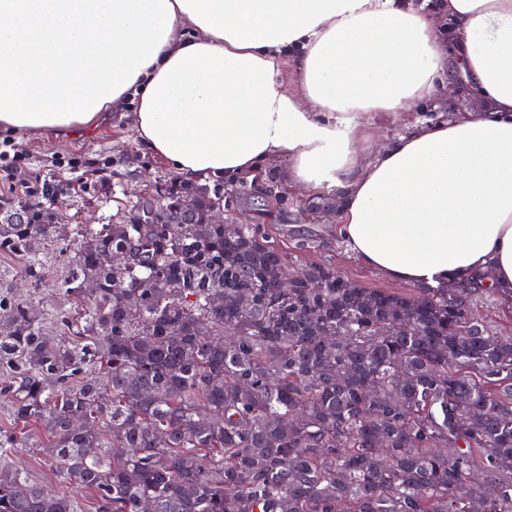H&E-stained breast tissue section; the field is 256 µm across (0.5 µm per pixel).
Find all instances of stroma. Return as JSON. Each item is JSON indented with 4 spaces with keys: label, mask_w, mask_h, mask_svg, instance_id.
<instances>
[{
    "label": "stroma",
    "mask_w": 512,
    "mask_h": 512,
    "mask_svg": "<svg viewBox=\"0 0 512 512\" xmlns=\"http://www.w3.org/2000/svg\"><path fill=\"white\" fill-rule=\"evenodd\" d=\"M482 101L453 94L424 103L394 118L380 119L374 125L377 136L389 139L418 121L437 120L447 110L482 108ZM11 149L19 157L8 181H0V202H13L23 196L26 185L50 187L55 196L56 236L45 244L41 257L47 270L42 282H34L25 271L23 259L0 253V268L10 270L12 290L48 308L60 307L54 284L66 272L76 251L73 227L77 224H115L129 201L144 194L160 181L177 172L139 143L129 115L110 116L98 127L63 136H37L12 139ZM260 174L265 188L285 192L282 208L261 212V200L254 199L236 208L225 207L240 224L262 223L272 244L291 249L297 241L308 244L296 254V265L318 264L331 268L357 287L391 293H408V286L370 270L350 255L336 233L335 212H311L308 193L288 185L284 167L271 164Z\"/></svg>",
    "instance_id": "1"
}]
</instances>
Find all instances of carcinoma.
<instances>
[{
  "instance_id": "obj_1",
  "label": "carcinoma",
  "mask_w": 512,
  "mask_h": 512,
  "mask_svg": "<svg viewBox=\"0 0 512 512\" xmlns=\"http://www.w3.org/2000/svg\"><path fill=\"white\" fill-rule=\"evenodd\" d=\"M21 204L0 252L40 281L54 225ZM213 208L175 179L129 205L162 223L76 225L67 308L0 284V512H85L12 464L20 434L92 512H512V336L472 315L483 276L415 299L290 274Z\"/></svg>"
}]
</instances>
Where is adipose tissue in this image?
Instances as JSON below:
<instances>
[{
	"label": "adipose tissue",
	"mask_w": 512,
	"mask_h": 512,
	"mask_svg": "<svg viewBox=\"0 0 512 512\" xmlns=\"http://www.w3.org/2000/svg\"><path fill=\"white\" fill-rule=\"evenodd\" d=\"M450 60L486 109L375 146L368 116L445 95ZM130 103L176 171L342 185L362 264L417 289L480 273L512 303V0H0V130H91Z\"/></svg>",
	"instance_id": "adipose-tissue-1"
}]
</instances>
